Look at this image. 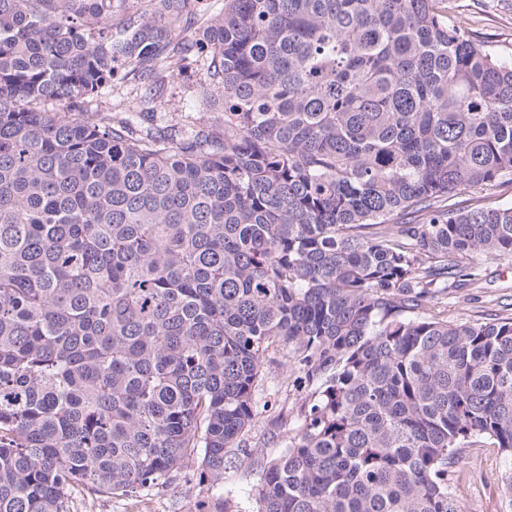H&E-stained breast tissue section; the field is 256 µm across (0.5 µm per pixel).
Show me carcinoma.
Returning a JSON list of instances; mask_svg holds the SVG:
<instances>
[{
    "instance_id": "carcinoma-1",
    "label": "carcinoma",
    "mask_w": 512,
    "mask_h": 512,
    "mask_svg": "<svg viewBox=\"0 0 512 512\" xmlns=\"http://www.w3.org/2000/svg\"><path fill=\"white\" fill-rule=\"evenodd\" d=\"M0 0V512H70L253 458L269 350L304 374L256 512H457L463 449L512 495V318L426 312L512 255V57L452 0ZM224 115L162 130L86 99L191 63ZM52 102L58 112H44ZM472 189H462L457 192L454 201L460 206H466L473 203L471 200L477 195L484 197V203L487 204H510L512 203V184L511 183H495L488 186L481 194H474Z\"/></svg>"
}]
</instances>
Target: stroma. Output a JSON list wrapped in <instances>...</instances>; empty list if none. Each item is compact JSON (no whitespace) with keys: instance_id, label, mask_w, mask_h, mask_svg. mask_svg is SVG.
<instances>
[{"instance_id":"stroma-1","label":"stroma","mask_w":512,"mask_h":512,"mask_svg":"<svg viewBox=\"0 0 512 512\" xmlns=\"http://www.w3.org/2000/svg\"><path fill=\"white\" fill-rule=\"evenodd\" d=\"M454 15L466 23L480 39L496 52L512 56V0H456ZM205 74L201 67L190 66L186 76L169 84L166 104L157 113H148L143 103L144 87L132 79H117L102 95L89 99L90 109L112 119L115 101H122L126 116L144 126L170 125L191 115L206 121L223 113L224 97L214 93L204 97ZM480 278L460 290L432 301L431 315L454 322H493L512 318V257L477 258ZM270 360L260 376L257 396L267 402L263 413L246 434L248 447L257 460H269L282 451L298 417L299 407L308 389L298 370L285 364L283 350L269 354ZM507 464L499 449L482 446L465 449L454 477V499L459 512H512V502L505 497L501 475ZM208 496L207 484L184 472L172 474L169 481L132 500L123 496H102L87 485L76 484L71 492V512H196Z\"/></svg>"}]
</instances>
